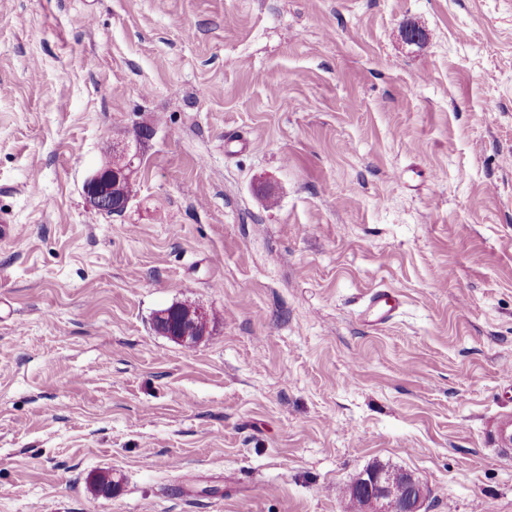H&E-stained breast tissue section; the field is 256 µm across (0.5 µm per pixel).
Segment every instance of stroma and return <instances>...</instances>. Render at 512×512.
<instances>
[{"instance_id":"35a3bbf8","label":"stroma","mask_w":512,"mask_h":512,"mask_svg":"<svg viewBox=\"0 0 512 512\" xmlns=\"http://www.w3.org/2000/svg\"><path fill=\"white\" fill-rule=\"evenodd\" d=\"M1 213L0 512H512V0H0ZM135 155H129L125 152L120 163L108 160L100 169L92 174L84 183L83 190L88 205L95 211L102 213L104 211L126 210L131 199L118 198L112 194V183L116 186L126 180H132L136 173ZM119 193L129 198H135L137 190L134 181H126L119 185ZM398 306L399 302L395 295L387 290L379 289L370 296L362 322L370 328L382 325L391 319ZM166 315L167 313L164 312L159 313V317L154 321V327L160 334L178 343H195L207 333L208 321L205 313L200 309L190 310L186 313L181 324L175 329L169 328L166 321L163 319ZM367 488L363 512H393L390 505L397 490L405 493L402 501L404 512H422L427 494L422 483L404 470H366L352 483L351 491L361 493Z\"/></svg>"}]
</instances>
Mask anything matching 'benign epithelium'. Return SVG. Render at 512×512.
Here are the masks:
<instances>
[{
	"label": "benign epithelium",
	"instance_id": "1",
	"mask_svg": "<svg viewBox=\"0 0 512 512\" xmlns=\"http://www.w3.org/2000/svg\"><path fill=\"white\" fill-rule=\"evenodd\" d=\"M135 156L124 154L119 163L107 161L84 183L83 190L88 205L95 211H121L128 208L131 200L112 194L113 185L130 180L136 173ZM162 312L154 321L155 329L162 335L182 343L192 344L206 335L208 321L205 313L191 310L184 316L177 328H169ZM368 491L365 497L364 512H393L390 505L396 499V492L405 493L402 501L404 512H422L427 494L422 483L411 473L404 470H366L352 483L351 491L361 493Z\"/></svg>",
	"mask_w": 512,
	"mask_h": 512
}]
</instances>
